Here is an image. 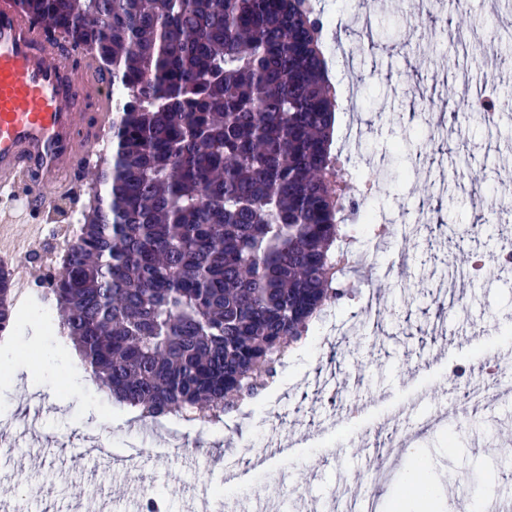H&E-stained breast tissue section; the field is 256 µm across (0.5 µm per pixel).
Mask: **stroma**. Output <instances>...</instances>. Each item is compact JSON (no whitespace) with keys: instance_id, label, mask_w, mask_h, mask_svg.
<instances>
[{"instance_id":"stroma-1","label":"stroma","mask_w":512,"mask_h":512,"mask_svg":"<svg viewBox=\"0 0 512 512\" xmlns=\"http://www.w3.org/2000/svg\"><path fill=\"white\" fill-rule=\"evenodd\" d=\"M375 28L383 43L372 51L350 41L355 57L354 80L363 96L358 111L336 113L337 129L353 116L368 124V134L354 162L360 174L379 180L370 205L381 218L418 223L415 235L394 238L373 266L364 268L368 287L378 297L382 330L362 327L361 335L333 347L314 337L304 354L289 358L276 379L282 387L265 408L244 411L234 433L223 425L208 432L181 425L139 421L136 410L117 404L85 374H74L72 344L64 343L54 325L56 309L37 303L21 309L0 349V422L23 420L37 412L38 431L51 438L40 467L0 475V504H9L24 478L43 486L36 512H135L142 486L162 489L167 512H197L199 498L225 488L223 512H237L241 497H249V512H329L331 500L347 493L349 479L366 471L380 442L395 434L392 406L410 402L412 391L422 398L414 414L427 417L449 386V377L469 375L488 352L478 330L500 317L512 318V270L483 272L475 280L458 279L460 302L444 303L449 255L460 254L459 242L477 216H488L482 237L472 248L491 254L503 235H512V213L491 216L489 204L500 182L512 181V109L503 113L497 133L479 125L449 127L448 115L465 112L460 91L466 73L502 92L512 91V68L479 64V43L499 33L497 53L512 58V0H471L458 15L451 0L429 7L427 0H378ZM465 18L469 44L459 49L438 37L436 17ZM445 127L442 152L432 153L426 174H409L406 156L395 145L414 140L421 120H408L412 109ZM406 263L412 277L408 288L398 285L389 266ZM47 365L52 386L37 384L32 368ZM364 409L366 423L378 429L369 441L349 452L335 451L336 440L347 438L346 417L331 405L329 393ZM179 446H172V439ZM255 454L278 441L281 454L256 466L253 457L236 453L241 441ZM106 442L111 453L125 454L128 444L142 450L136 474L113 472L82 457L86 448ZM438 454V467L450 482L449 512H475L492 492L512 496V400L500 402L492 417L447 436L432 431L419 442ZM474 473L478 490L460 487V476Z\"/></svg>"}]
</instances>
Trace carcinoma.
<instances>
[{
  "label": "carcinoma",
  "mask_w": 512,
  "mask_h": 512,
  "mask_svg": "<svg viewBox=\"0 0 512 512\" xmlns=\"http://www.w3.org/2000/svg\"><path fill=\"white\" fill-rule=\"evenodd\" d=\"M122 90L103 192L51 287L91 381L144 420L252 400L353 297L341 98L311 0H26ZM18 289L0 271V333Z\"/></svg>",
  "instance_id": "cac0c4a2"
}]
</instances>
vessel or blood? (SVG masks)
<instances>
[{
  "label": "vessel or blood",
  "instance_id": "b4317fda",
  "mask_svg": "<svg viewBox=\"0 0 512 512\" xmlns=\"http://www.w3.org/2000/svg\"><path fill=\"white\" fill-rule=\"evenodd\" d=\"M112 116V93L94 82L90 63L64 60L26 11L0 0V253L36 242L41 225L20 239L8 226L17 215L49 211L51 190L78 194L91 179L106 178V156L93 147Z\"/></svg>",
  "mask_w": 512,
  "mask_h": 512
}]
</instances>
